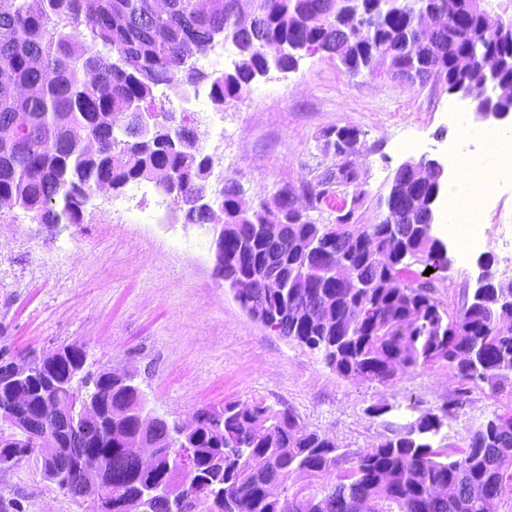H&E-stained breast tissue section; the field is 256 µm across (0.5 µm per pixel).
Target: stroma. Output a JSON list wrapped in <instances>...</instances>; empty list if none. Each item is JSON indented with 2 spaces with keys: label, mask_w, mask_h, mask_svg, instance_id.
<instances>
[{
  "label": "stroma",
  "mask_w": 512,
  "mask_h": 512,
  "mask_svg": "<svg viewBox=\"0 0 512 512\" xmlns=\"http://www.w3.org/2000/svg\"><path fill=\"white\" fill-rule=\"evenodd\" d=\"M456 96L443 87L353 77L336 59L304 57L296 70H271L250 93L195 107L200 146L212 157V184L233 179L248 201L281 188L301 192L336 158L324 152L327 130L359 133L352 161L366 197L359 224L378 221L377 200L395 169L423 154L449 157L461 129L448 115ZM512 225V178L487 198L485 237L453 260L441 285L448 309L461 307L492 258L494 281H512V249L496 239ZM67 344L86 346L97 367L137 373L149 405L185 422L205 405L258 401L292 409L309 429L344 448H367L385 427L370 406L402 407L405 417L444 406L458 378L444 364L400 375L389 385L340 375L321 355L266 329L216 279L203 229L183 223L174 202L125 188L100 196L84 223L54 232L32 214L0 211V347L16 354ZM512 411V375L497 387L474 385L444 434L463 444L467 429ZM6 512H82L40 466H0Z\"/></svg>",
  "instance_id": "obj_1"
}]
</instances>
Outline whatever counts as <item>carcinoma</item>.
Segmentation results:
<instances>
[{
  "label": "carcinoma",
  "instance_id": "1",
  "mask_svg": "<svg viewBox=\"0 0 512 512\" xmlns=\"http://www.w3.org/2000/svg\"><path fill=\"white\" fill-rule=\"evenodd\" d=\"M7 0L0 6V199L32 212L40 224H83L93 190L120 192L150 180L175 196L186 224L210 221L204 200L224 211V276L295 269L269 310L281 315L279 334L321 354L339 374L385 385L400 373L445 362L459 378L457 398L422 415L419 423L386 421L379 444L352 451L301 424L291 409L226 401L200 408L196 469L205 492L201 512H490V500L512 507V414L497 415L467 432L466 446H434L444 419L455 416L471 385L491 386L512 374V305L495 296L493 279L449 313L439 297L448 257L425 234L421 215L401 199L378 224H318L290 230L317 240L309 259L285 236H255L288 209V188L272 201L246 208L238 184L212 188L213 158L198 144L190 115L176 131L159 121L155 137L137 133L138 112L162 115L157 92L206 83L217 106L250 91L267 67L293 68L311 51L340 58L353 75L402 78L405 71L438 70L448 82L512 84V0H498L500 28L482 21V0H385L383 13L351 20L371 0ZM443 12L448 26L431 35L421 19ZM236 49L231 71L198 66L218 38ZM270 45L291 47L276 59ZM481 57L466 69L462 56ZM338 163L312 185L309 206L355 184L351 142L330 147ZM359 288L337 287L343 262ZM433 272L425 274L427 268ZM57 367L64 379L86 356L69 346ZM100 375L104 415L136 402L134 392ZM129 417L112 427L86 428L82 447L112 468V503L179 474L166 459L144 470L125 448L138 436ZM39 443L0 445V465L39 459ZM301 472L307 487L295 489Z\"/></svg>",
  "mask_w": 512,
  "mask_h": 512
}]
</instances>
